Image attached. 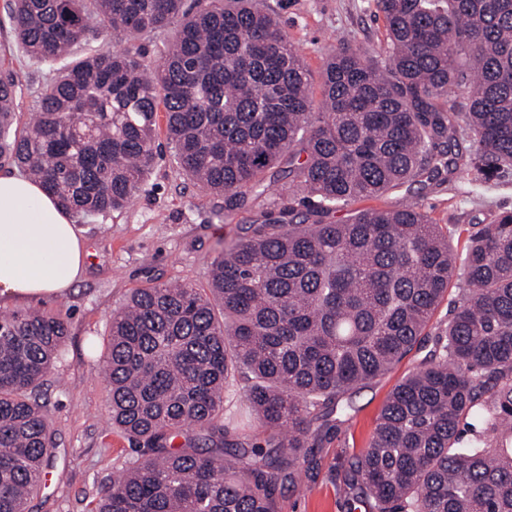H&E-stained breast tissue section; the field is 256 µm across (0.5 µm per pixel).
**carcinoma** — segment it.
Returning a JSON list of instances; mask_svg holds the SVG:
<instances>
[{"label":"carcinoma","instance_id":"cac0c4a2","mask_svg":"<svg viewBox=\"0 0 512 512\" xmlns=\"http://www.w3.org/2000/svg\"><path fill=\"white\" fill-rule=\"evenodd\" d=\"M376 7L386 57L336 48L317 101L263 0L6 3L32 59L100 34L112 45L36 92L22 127L17 77L0 72V164L71 217H106L142 189L163 129L182 172L224 197V218L265 217L224 238L208 287L135 288L113 310L109 412L140 458L92 512H278V491L305 493L313 449L348 421L341 396L420 343L453 283L436 349L391 392L342 485L366 512H512V211L463 229L415 203L327 221L445 173L512 170V0ZM172 25L161 65L147 64L136 40ZM461 128L476 152H459ZM69 332L40 308L0 315V512H28L42 483L53 439L38 389ZM232 390L260 441L224 425Z\"/></svg>","mask_w":512,"mask_h":512}]
</instances>
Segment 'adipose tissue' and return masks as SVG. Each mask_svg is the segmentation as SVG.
<instances>
[{"instance_id":"obj_1","label":"adipose tissue","mask_w":512,"mask_h":512,"mask_svg":"<svg viewBox=\"0 0 512 512\" xmlns=\"http://www.w3.org/2000/svg\"><path fill=\"white\" fill-rule=\"evenodd\" d=\"M85 243L41 184L0 174V297L65 293L81 275Z\"/></svg>"}]
</instances>
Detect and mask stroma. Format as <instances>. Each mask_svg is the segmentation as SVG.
I'll return each mask as SVG.
<instances>
[{"instance_id":"stroma-1","label":"stroma","mask_w":512,"mask_h":512,"mask_svg":"<svg viewBox=\"0 0 512 512\" xmlns=\"http://www.w3.org/2000/svg\"><path fill=\"white\" fill-rule=\"evenodd\" d=\"M0 0V60L16 72L22 90L20 113H28L32 94L55 74L53 66L29 58L16 42ZM284 26L319 92L320 75L340 45L383 59L385 23L375 0H264ZM415 202L441 225L487 223L512 210V172L492 179L468 173L413 193L392 191L373 200L376 208L398 209ZM224 200L183 175L172 154H164L141 192L121 212L82 224L88 246L85 270L63 295L39 300L0 298L8 314L40 307L67 317L70 335L44 388L54 430L55 448L44 468L40 490L29 512H90L102 483L138 458L131 443L112 427L107 382L100 367L108 342L110 317L131 289L182 281L197 287L208 280L207 263L237 224L260 218L259 210L222 220ZM434 344L426 336L389 373L359 389L352 397L350 421L323 442L318 470L305 495L281 490L278 512H349L329 478L331 465L367 445L380 409L402 377L412 372Z\"/></svg>"}]
</instances>
